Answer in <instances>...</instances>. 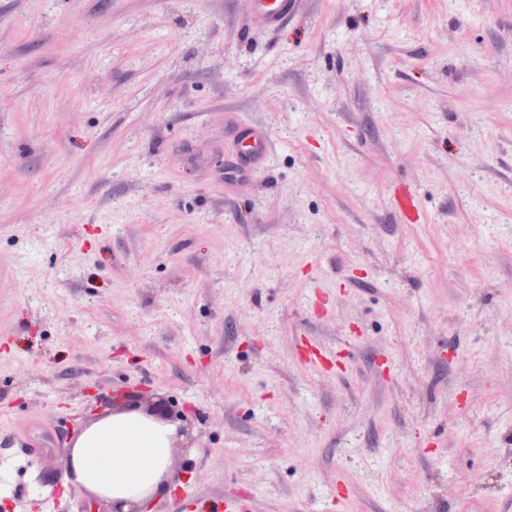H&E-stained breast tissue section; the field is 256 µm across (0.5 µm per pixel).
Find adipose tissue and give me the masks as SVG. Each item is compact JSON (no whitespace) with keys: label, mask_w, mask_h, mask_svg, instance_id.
I'll return each mask as SVG.
<instances>
[{"label":"adipose tissue","mask_w":512,"mask_h":512,"mask_svg":"<svg viewBox=\"0 0 512 512\" xmlns=\"http://www.w3.org/2000/svg\"><path fill=\"white\" fill-rule=\"evenodd\" d=\"M176 434L175 426L137 412L105 417L77 438L67 480L109 499L116 512H143L165 480Z\"/></svg>","instance_id":"1"}]
</instances>
